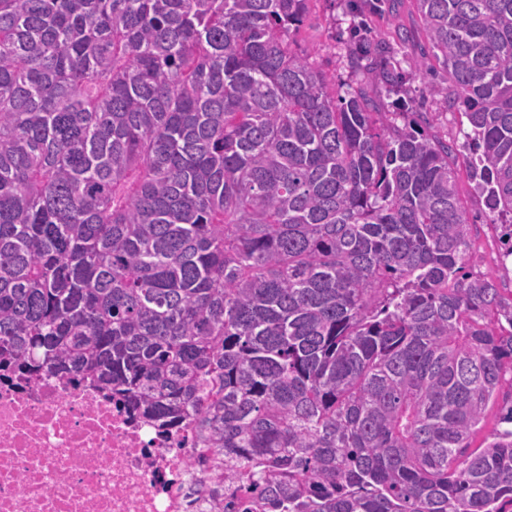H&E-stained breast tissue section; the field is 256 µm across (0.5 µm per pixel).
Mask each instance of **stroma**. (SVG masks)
I'll return each mask as SVG.
<instances>
[{
  "instance_id": "1",
  "label": "stroma",
  "mask_w": 512,
  "mask_h": 512,
  "mask_svg": "<svg viewBox=\"0 0 512 512\" xmlns=\"http://www.w3.org/2000/svg\"><path fill=\"white\" fill-rule=\"evenodd\" d=\"M365 38L390 47L404 75L397 96H388L381 87L370 93L379 103L391 105L401 99L406 111L422 113L432 134L453 146L457 155L468 152L465 131L469 125L459 112L445 108L448 76L437 63L424 36L413 0H393L386 9L368 8L365 0H313L301 28L290 35L294 47L308 50L313 62L337 84L349 81L346 48L354 28ZM458 192L474 225L471 230L472 270L491 277L498 287L512 290V264H500L504 250L500 231L490 224L485 198L476 192L467 174H460Z\"/></svg>"
}]
</instances>
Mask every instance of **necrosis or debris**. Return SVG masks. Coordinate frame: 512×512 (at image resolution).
I'll return each instance as SVG.
<instances>
[{
  "label": "necrosis or debris",
  "instance_id": "1",
  "mask_svg": "<svg viewBox=\"0 0 512 512\" xmlns=\"http://www.w3.org/2000/svg\"><path fill=\"white\" fill-rule=\"evenodd\" d=\"M233 491L193 429L87 380L0 370V512H235Z\"/></svg>",
  "mask_w": 512,
  "mask_h": 512
}]
</instances>
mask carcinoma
<instances>
[{
    "instance_id": "cac0c4a2",
    "label": "carcinoma",
    "mask_w": 512,
    "mask_h": 512,
    "mask_svg": "<svg viewBox=\"0 0 512 512\" xmlns=\"http://www.w3.org/2000/svg\"><path fill=\"white\" fill-rule=\"evenodd\" d=\"M311 0H0V368L193 418L240 512H512V298L453 149L292 47ZM512 256V0H414ZM511 401V388L508 384L504 385L502 393L497 397L494 402H491L486 410L484 420L480 429L473 435L471 439V448H484L486 439L496 429L510 428L511 425L507 423L500 424V419L503 414L504 402Z\"/></svg>"
}]
</instances>
